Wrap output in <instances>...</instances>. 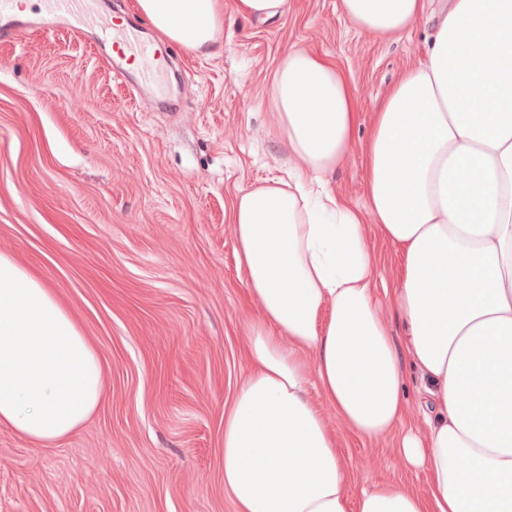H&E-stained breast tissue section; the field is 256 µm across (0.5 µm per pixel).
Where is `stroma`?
Wrapping results in <instances>:
<instances>
[{
  "instance_id": "1",
  "label": "stroma",
  "mask_w": 512,
  "mask_h": 512,
  "mask_svg": "<svg viewBox=\"0 0 512 512\" xmlns=\"http://www.w3.org/2000/svg\"><path fill=\"white\" fill-rule=\"evenodd\" d=\"M40 5L0 22V253L38 273L104 366L107 401L44 447L0 427V512H233L224 493V407L249 370L256 313L224 212L236 194L302 163L275 139L265 87L304 47L335 60L356 93L355 145L331 175L367 195L362 145L375 112L434 36L421 16L377 38L340 0H288L259 23L226 11L219 55L159 37L135 0H88L87 24L39 32ZM170 56L160 86L117 79L105 20ZM356 482L425 489L396 462V438L340 431Z\"/></svg>"
}]
</instances>
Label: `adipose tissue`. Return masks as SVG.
Returning <instances> with one entry per match:
<instances>
[{
	"label": "adipose tissue",
	"instance_id": "1",
	"mask_svg": "<svg viewBox=\"0 0 512 512\" xmlns=\"http://www.w3.org/2000/svg\"><path fill=\"white\" fill-rule=\"evenodd\" d=\"M427 0H341L359 30L409 28ZM165 40L218 53L224 0H136ZM424 60L407 67L363 146L367 204L328 180L359 124L342 68L297 48L272 73L273 133L306 173L234 197L226 221L258 313L250 369L224 408V491L234 512H512V0H442ZM373 220L400 250L381 313ZM431 388L408 431L403 359ZM106 402L103 365L53 288L0 254V426L39 445ZM336 420L328 422L324 411ZM401 433L424 491L352 474L336 427Z\"/></svg>",
	"mask_w": 512,
	"mask_h": 512
}]
</instances>
